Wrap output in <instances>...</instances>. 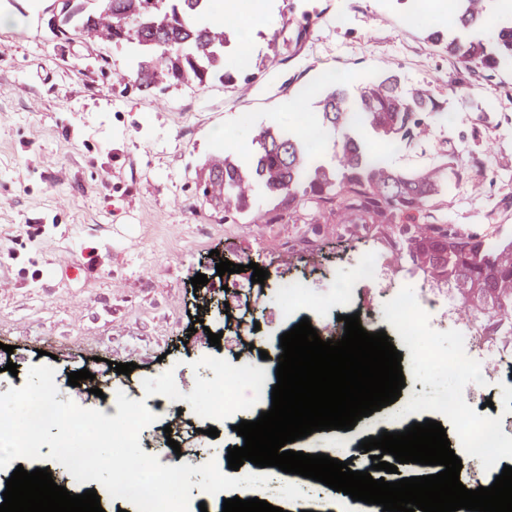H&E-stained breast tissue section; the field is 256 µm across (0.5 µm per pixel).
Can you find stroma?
<instances>
[{
    "mask_svg": "<svg viewBox=\"0 0 512 512\" xmlns=\"http://www.w3.org/2000/svg\"><path fill=\"white\" fill-rule=\"evenodd\" d=\"M15 27L0 28V343L13 346L16 372L0 373V389L31 367L73 372L76 353L111 351L139 373L173 371L193 388L186 354L208 351V331L223 328L201 315L191 280L211 274V251H238L280 241L279 276L263 286L256 313L269 339L284 332L277 295L303 276L326 296L356 285L365 242L387 260L401 256L410 224H340L307 214L281 224L221 221L200 198L195 177L222 149L224 130L252 152V126L286 112L289 99L321 73L355 89L361 75L386 71L402 84L426 86L450 115L426 141L389 153L397 171L438 164L457 171L454 188L438 197L436 217L468 236L512 240V66L474 74L431 44L430 28L448 19V0H263L244 16L225 10L226 68L234 84L200 90L164 83L153 93L117 85L128 48L61 40L51 35L48 0H25ZM309 33L295 42L299 23ZM248 45L249 59L236 55ZM481 191H473L475 182ZM53 238L46 253L42 242ZM204 327L192 330L196 317ZM53 339L51 355L41 354ZM405 386L386 414L432 400L457 386L445 370L404 369Z\"/></svg>",
    "mask_w": 512,
    "mask_h": 512,
    "instance_id": "1",
    "label": "stroma"
}]
</instances>
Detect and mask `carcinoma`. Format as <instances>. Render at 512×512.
Wrapping results in <instances>:
<instances>
[{
	"instance_id": "1",
	"label": "carcinoma",
	"mask_w": 512,
	"mask_h": 512,
	"mask_svg": "<svg viewBox=\"0 0 512 512\" xmlns=\"http://www.w3.org/2000/svg\"><path fill=\"white\" fill-rule=\"evenodd\" d=\"M215 0H60L51 21L57 36H78L122 44L136 53L118 82H134L152 92L164 81L205 88L232 84L224 70V18L214 17ZM491 0H454L448 30L432 29L430 41L446 45L448 55L468 70L492 75L512 64V16L496 21ZM419 113L429 120L416 118ZM449 123L421 88L405 90L398 76L368 75L356 95L338 85L322 93L318 111L294 125L271 122L254 130L258 151L212 155L197 175L200 192L214 212L261 224L274 213L307 206L336 207L341 224H435L433 201L448 190V168L437 165L405 175L387 163L397 145L427 137L433 124ZM307 126L320 139L347 130L337 144V164L313 162L318 140L299 132ZM410 260L434 280L448 283L484 310L512 309V241L488 244L423 229L407 238Z\"/></svg>"
}]
</instances>
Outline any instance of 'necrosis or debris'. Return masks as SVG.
I'll list each match as a JSON object with an SVG mask.
<instances>
[{"label":"necrosis or debris","instance_id":"necrosis-or-debris-1","mask_svg":"<svg viewBox=\"0 0 512 512\" xmlns=\"http://www.w3.org/2000/svg\"><path fill=\"white\" fill-rule=\"evenodd\" d=\"M401 273V268L389 267L379 250L371 249L358 262L360 291H342L330 299H317L308 281H293L280 291L283 323L290 328L306 317L321 339L337 340L344 334L343 325L321 323L320 313L338 308L349 315L359 314L362 327L372 333L376 330L374 313L364 307L360 292L365 289L376 293L404 354L416 364L445 363L460 388L428 404L413 406L402 419L390 421L373 413L363 420L366 432L376 437L386 430L404 431L411 422L447 420L462 437L463 467L478 465L489 477L499 476L504 466H512V439L505 437L507 428H512V411L500 405L484 406L475 394L490 384L501 397L512 400V318H499L492 312L461 314L455 289L430 288L422 283L406 291L394 285ZM445 333L466 347L458 358L447 362L441 361L431 346Z\"/></svg>","mask_w":512,"mask_h":512}]
</instances>
